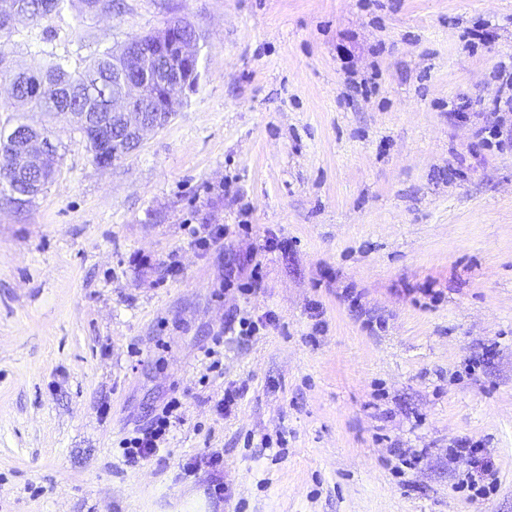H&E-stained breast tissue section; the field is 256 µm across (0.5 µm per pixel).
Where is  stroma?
<instances>
[{
	"mask_svg": "<svg viewBox=\"0 0 512 512\" xmlns=\"http://www.w3.org/2000/svg\"><path fill=\"white\" fill-rule=\"evenodd\" d=\"M119 3L0 43L11 67L77 71L180 17L201 73L107 167L29 115L60 164L0 203V512H512V112L493 109L512 0ZM494 113L502 146L473 151ZM197 224L223 240L198 250ZM235 313L273 320L244 342ZM173 396L167 447L128 466L120 439ZM463 440L495 468L486 499L460 488ZM191 243L198 250L206 251L215 242L224 237V225L221 224H198L190 231Z\"/></svg>",
	"mask_w": 512,
	"mask_h": 512,
	"instance_id": "stroma-1",
	"label": "stroma"
}]
</instances>
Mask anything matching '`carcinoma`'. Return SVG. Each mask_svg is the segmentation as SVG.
<instances>
[{"instance_id":"carcinoma-1","label":"carcinoma","mask_w":512,"mask_h":512,"mask_svg":"<svg viewBox=\"0 0 512 512\" xmlns=\"http://www.w3.org/2000/svg\"><path fill=\"white\" fill-rule=\"evenodd\" d=\"M73 0H0V18L12 19V26L0 27V32L11 35L18 24L34 23L50 15L62 14ZM153 39L138 37L136 56L116 57L111 49L94 54L84 69L70 71L58 58L48 60L38 71H13L5 66V54L0 50V78L9 82L14 101L27 106L29 112H39L51 120L64 116L75 118L77 130L86 138L92 157L101 148L99 132L92 124L112 120L106 103L112 92L120 87L119 74L133 67L146 82L144 92L152 94L164 81L172 80L167 62L155 57ZM31 124L16 120L15 125L0 128V151L4 154L5 167L0 169V199L8 204L23 207L32 203L28 196L32 185H45L55 176L59 160L52 155L49 169H23L18 164L20 146L25 129Z\"/></svg>"}]
</instances>
